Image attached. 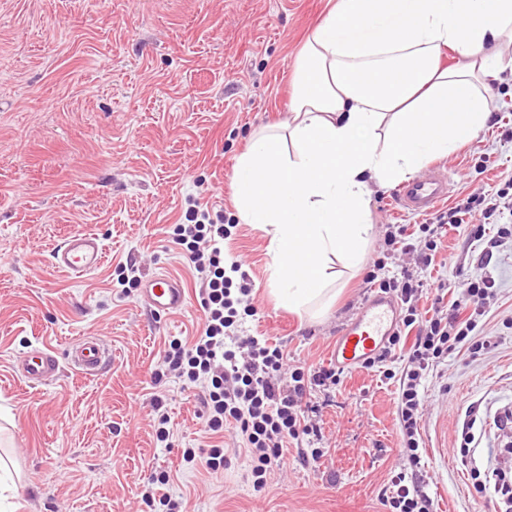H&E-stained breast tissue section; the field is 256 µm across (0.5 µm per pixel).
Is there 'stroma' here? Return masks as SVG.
Listing matches in <instances>:
<instances>
[{
    "instance_id": "35a3bbf8",
    "label": "stroma",
    "mask_w": 512,
    "mask_h": 512,
    "mask_svg": "<svg viewBox=\"0 0 512 512\" xmlns=\"http://www.w3.org/2000/svg\"><path fill=\"white\" fill-rule=\"evenodd\" d=\"M330 0H0V455L20 472L14 512H163L142 498L150 475L168 472L157 494L183 495L189 512H384L390 470L400 457L396 385L381 368L344 375L318 391L316 423L327 454L287 466L255 493L249 461L233 430L224 433L230 469L218 478L182 463L186 448H207L200 405L180 381L153 372L175 338L197 335L204 318L195 271L172 241L189 201L231 224L226 256L252 280L256 316L244 333L283 346L300 365L327 364L343 323L383 276L409 268L424 285L420 310L439 284L488 274L495 296L482 317L490 350H458L424 382L421 472L437 512H494L475 494L456 450L470 431L471 466L499 467L512 412V242L493 248L496 228L481 213L445 229L431 265L422 250L388 251L391 224L432 214L400 212L389 187H373L374 226L359 271L321 316L278 306L270 285L268 240L241 221L233 174L252 133L288 118L296 54ZM493 118L451 156L440 158L451 192L442 209L512 180V74L491 91ZM484 238H476L477 225ZM84 230L104 243L96 273L59 272L52 253ZM165 272L188 290L174 313L151 312L124 286ZM97 333L111 354L95 376L74 372L68 348ZM46 346L62 372L49 388L28 386L17 355ZM163 396L168 443L158 442L151 399Z\"/></svg>"
}]
</instances>
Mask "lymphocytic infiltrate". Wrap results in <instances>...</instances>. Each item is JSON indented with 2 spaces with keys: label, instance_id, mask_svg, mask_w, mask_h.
Instances as JSON below:
<instances>
[{
  "label": "lymphocytic infiltrate",
  "instance_id": "f902f5d3",
  "mask_svg": "<svg viewBox=\"0 0 512 512\" xmlns=\"http://www.w3.org/2000/svg\"><path fill=\"white\" fill-rule=\"evenodd\" d=\"M485 218L512 213V192L499 189L492 197L467 198L466 202L439 213L435 222L424 225L429 238L424 264H431L437 236L444 226L464 223L474 209ZM231 232L223 224L211 222L208 213L188 205L184 221L173 228V242L192 263L197 273L200 306L204 322L199 336L192 340L170 341L163 355L164 368L155 372V381L165 373L175 374L185 389L199 390L205 410V431L223 434L234 428L243 441L250 462L252 487L262 491L272 471L287 464L289 445L299 448L302 462L316 463L325 455L316 442L321 429L312 420V396L318 389L340 384L342 372L335 365L304 367L289 365L288 354L262 336L241 335L242 316H255L257 310L247 298L251 280L240 262L224 260V241ZM368 282L381 291L394 294L404 310L403 330L389 340L379 361L394 358L405 350L407 361L397 379L396 413L403 451L390 472L386 512H435L434 501L418 476L422 460L420 420L424 406L423 380L436 363L458 348L471 353L487 350L491 342L481 336L480 317L486 313L495 282L491 276L463 279L461 288L467 301L444 305V292H437L430 314L418 309L420 280L409 271L400 276L379 279L369 272ZM415 330L407 338V330Z\"/></svg>",
  "mask_w": 512,
  "mask_h": 512
}]
</instances>
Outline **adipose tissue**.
Wrapping results in <instances>:
<instances>
[{"label":"adipose tissue","instance_id":"obj_1","mask_svg":"<svg viewBox=\"0 0 512 512\" xmlns=\"http://www.w3.org/2000/svg\"><path fill=\"white\" fill-rule=\"evenodd\" d=\"M510 44L512 0H336L299 50L288 121L257 130L234 170L281 306L332 298L360 264L370 184L407 180L486 127Z\"/></svg>","mask_w":512,"mask_h":512}]
</instances>
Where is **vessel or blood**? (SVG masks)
<instances>
[{"label":"vessel or blood","instance_id":"1","mask_svg":"<svg viewBox=\"0 0 512 512\" xmlns=\"http://www.w3.org/2000/svg\"><path fill=\"white\" fill-rule=\"evenodd\" d=\"M450 180L444 168L436 166L427 174L400 185L395 202L401 211L425 214L447 200ZM57 269L70 274H90L100 269L106 260V249L93 233H71L53 252ZM139 294L151 310L173 313L185 308L186 291L175 277L156 273L141 281ZM400 305L389 294L373 293L367 297L355 315L338 332L332 346V358L337 368L357 373L377 357L390 336L400 327ZM71 367L79 374H98L110 359V354L98 338L87 337L75 344L68 353ZM15 368L25 383L31 386L50 384L60 373V361L50 349L40 347L27 351L15 362Z\"/></svg>","mask_w":512,"mask_h":512}]
</instances>
